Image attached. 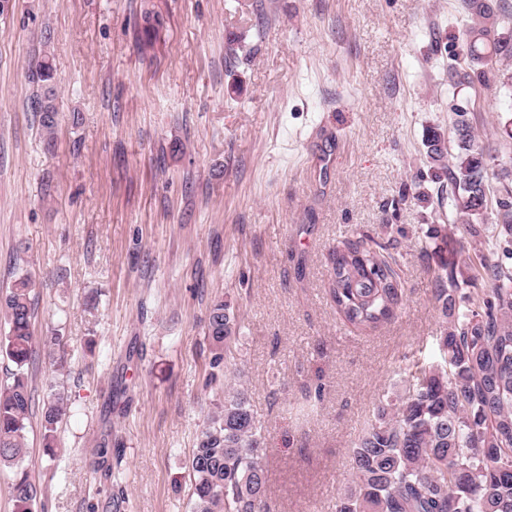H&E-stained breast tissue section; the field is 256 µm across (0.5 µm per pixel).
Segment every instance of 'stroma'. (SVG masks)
I'll return each mask as SVG.
<instances>
[{
  "label": "stroma",
  "mask_w": 512,
  "mask_h": 512,
  "mask_svg": "<svg viewBox=\"0 0 512 512\" xmlns=\"http://www.w3.org/2000/svg\"><path fill=\"white\" fill-rule=\"evenodd\" d=\"M461 0H12L0 14V287L28 271L38 351L25 464L45 512H191L189 460L224 399L209 308L241 320L232 372L266 430V512H334L374 409L446 325L447 223L423 138L512 88L453 83ZM248 57L225 60L229 35ZM48 56L54 145L31 103ZM79 113V124L69 116ZM399 260L394 317L362 333L327 294L350 235ZM69 409L44 450L52 394Z\"/></svg>",
  "instance_id": "1"
}]
</instances>
